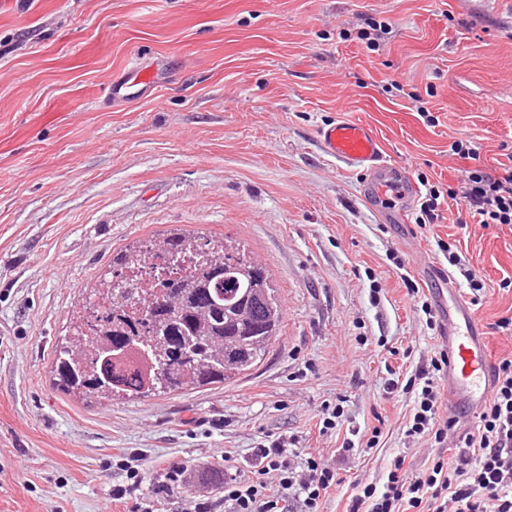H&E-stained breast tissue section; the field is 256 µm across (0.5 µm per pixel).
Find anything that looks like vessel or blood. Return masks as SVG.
Instances as JSON below:
<instances>
[{"label":"vessel or blood","mask_w":512,"mask_h":512,"mask_svg":"<svg viewBox=\"0 0 512 512\" xmlns=\"http://www.w3.org/2000/svg\"><path fill=\"white\" fill-rule=\"evenodd\" d=\"M319 140L327 155L370 174L365 186L367 199L396 198L407 209L417 189L383 160V144L372 126L359 121H340L322 128ZM447 344L451 352L450 391L453 399L470 404L486 402L491 394L488 349L477 337L475 315L462 303L449 313Z\"/></svg>","instance_id":"1"}]
</instances>
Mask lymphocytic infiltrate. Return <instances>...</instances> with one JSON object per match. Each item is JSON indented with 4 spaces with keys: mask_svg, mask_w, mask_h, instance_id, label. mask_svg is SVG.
I'll list each match as a JSON object with an SVG mask.
<instances>
[{
    "mask_svg": "<svg viewBox=\"0 0 512 512\" xmlns=\"http://www.w3.org/2000/svg\"><path fill=\"white\" fill-rule=\"evenodd\" d=\"M481 150L476 141L449 144V154L475 165L465 170L460 186H429L419 227L433 220L443 196L464 200L478 224H512V160L489 172L476 164ZM448 366V350L442 347L431 356L429 369L407 379L405 387L416 397L405 434L427 438L440 450L454 448V462L440 454L426 471L411 476L404 458H395L384 486H358L348 512H512V357L493 365L492 395L470 429L459 417L438 415L437 378ZM256 457L251 475L225 478L224 512H323L326 495L337 484L335 467L313 456L295 461L281 440L258 448Z\"/></svg>",
    "mask_w": 512,
    "mask_h": 512,
    "instance_id": "obj_1",
    "label": "lymphocytic infiltrate"
}]
</instances>
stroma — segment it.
Here are the masks:
<instances>
[{
	"mask_svg": "<svg viewBox=\"0 0 512 512\" xmlns=\"http://www.w3.org/2000/svg\"><path fill=\"white\" fill-rule=\"evenodd\" d=\"M367 17L392 25L375 51L357 37ZM133 58L158 79L113 108L102 84ZM343 119L374 125L415 182L456 185L468 162L448 146L469 137L495 168L512 147V0H0V512H123L112 460L130 452L151 512L220 497L279 437L338 469L324 512H346L357 482L383 485L396 456L430 465L404 434L414 395L386 367L407 349L414 374L445 343L419 306L449 270L440 239L489 288L476 315L492 359L512 355L490 329L512 317V228L453 205L425 232L418 206L387 217L363 199L367 172L319 143ZM173 229L242 241L266 265L284 324L264 359L219 386L111 403L62 391L55 351L91 284L121 247ZM173 466L194 482L157 493Z\"/></svg>",
	"mask_w": 512,
	"mask_h": 512,
	"instance_id": "obj_1",
	"label": "stroma"
}]
</instances>
